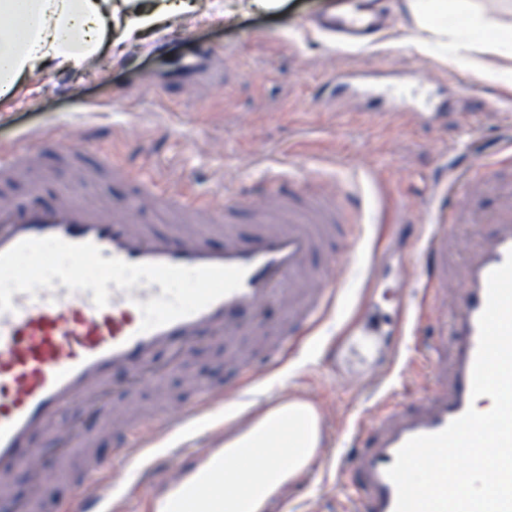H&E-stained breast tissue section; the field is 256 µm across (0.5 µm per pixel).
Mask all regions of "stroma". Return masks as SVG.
<instances>
[{"label": "stroma", "mask_w": 512, "mask_h": 512, "mask_svg": "<svg viewBox=\"0 0 512 512\" xmlns=\"http://www.w3.org/2000/svg\"><path fill=\"white\" fill-rule=\"evenodd\" d=\"M196 2L197 10L172 17L147 41L104 51L80 72L64 65L35 71L0 100V144L32 151L48 173L36 185L0 183V200L50 207L67 197L74 178L63 163L64 148L84 167H96L104 156L119 169L96 191L79 194L80 202L126 207L137 223L157 229L179 218L141 203L137 175L172 195L193 191L219 216L226 196L270 176L272 158L285 162L297 180L337 178L358 193L365 224L350 288L320 324L299 335L282 363L257 366L246 395L224 408L232 431L261 415L276 390L308 403L329 453L285 483L267 512H283L287 502L300 512H343L346 488L337 456L353 454L350 433L368 410L409 407L430 388L434 338L410 337L400 351L386 343L382 365L352 357L333 368L325 362L327 350L368 286L378 241L389 239L387 261L397 271L411 246L401 227L427 229L425 198L449 162L480 167L512 140V83L487 80L453 55L420 52L422 31L406 0H386L394 25L363 49L337 48L309 25L326 0H285L268 13L252 9L249 0ZM228 10L233 20H225ZM203 50L222 53L227 80L161 82L180 60ZM379 68L392 81L424 84L447 101V115L427 124L407 108L390 111L383 100L337 105L330 83L336 72ZM228 217L241 235L251 233L249 212ZM234 372L223 344H203L160 387L141 388L137 408L120 401L112 408L124 416L134 410L159 416L192 402L199 387L232 381Z\"/></svg>", "instance_id": "1"}]
</instances>
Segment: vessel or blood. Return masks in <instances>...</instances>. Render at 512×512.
I'll list each match as a JSON object with an SVG mask.
<instances>
[{"label":"vessel or blood","mask_w":512,"mask_h":512,"mask_svg":"<svg viewBox=\"0 0 512 512\" xmlns=\"http://www.w3.org/2000/svg\"><path fill=\"white\" fill-rule=\"evenodd\" d=\"M326 33L346 47L362 46L379 32L381 16L347 7L330 8L317 17ZM337 89L354 98L376 95L379 83L358 71L336 75ZM490 177H479L470 168L453 170L438 185L433 199L432 229L416 245L425 257L419 278L423 296L415 311H408L407 273L399 271L391 294L398 300L394 315L382 312L368 300L356 317L344 322L331 347L336 357L354 353L372 356L375 340L385 330L408 336L421 314L436 312L454 303L450 321H437L439 351L451 354L450 367L435 363L436 385L414 407L380 408L366 428V438L349 466L354 477V512H395L397 490L387 477L399 448L411 437L435 434L462 416L472 403V371L479 341V317L487 302V278L512 252V144L490 158ZM466 180L496 198L493 210L483 216L490 231L476 245H461L456 225L473 221L474 212L452 203L458 181ZM145 196L160 210L197 212L186 194L169 196L154 182L142 184ZM236 210L257 213L260 222L248 239H241L233 225L224 227L223 246H214V225L177 224L164 232L136 224L117 205H85L70 199L50 208L17 209L0 203V253L26 239L57 237L73 244L96 245L103 258H119L131 264H169L184 267L235 266L244 268L242 285L204 309L165 325L141 328L139 303L161 296L160 285H136L127 290L111 288L109 302L96 307L92 290L70 291L58 284L35 294L14 293L13 311L0 312V500L12 501V512H33L30 501H13L11 481L19 472L31 474L36 485L52 475L65 474L69 459L88 447L83 431L56 432L54 418L75 404L112 413V396L134 399L143 385H159L166 370L156 367L159 352L171 355V367L198 345L221 341L233 345L243 336H263L269 331L264 311L278 306L282 320L277 339L262 350L263 357L279 360L293 336L317 325L335 305L345 281L321 273L315 256L325 253L336 239H351L361 223L363 207L357 193L325 184L300 187L277 174L261 193L240 190L232 197ZM465 251L458 270L448 268V258ZM456 290H449V283ZM123 372L126 383L114 386L111 376ZM243 381L228 384L226 391L201 389L192 405L163 424L123 423L113 426L112 444L126 459L130 481L126 486L104 484L98 479L105 463L88 461L70 512H123L120 498L148 487L155 503L174 490L168 478L170 449L159 447L161 437L174 429L191 427L198 419L221 407L225 392L243 390ZM42 434L53 446V455L31 447Z\"/></svg>","instance_id":"b4317fda"}]
</instances>
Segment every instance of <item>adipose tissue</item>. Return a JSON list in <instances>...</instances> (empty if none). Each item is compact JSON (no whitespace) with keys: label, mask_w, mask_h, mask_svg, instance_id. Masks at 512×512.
Instances as JSON below:
<instances>
[{"label":"adipose tissue","mask_w":512,"mask_h":512,"mask_svg":"<svg viewBox=\"0 0 512 512\" xmlns=\"http://www.w3.org/2000/svg\"><path fill=\"white\" fill-rule=\"evenodd\" d=\"M175 0H143L127 10L112 0H0V98H9L28 74L58 62L84 69L105 44L120 46L163 24ZM425 33L422 49L453 48L484 78L496 79L474 53L476 33L488 51L512 48V27L476 8L472 0H409ZM320 446L318 418L308 405L271 406L248 427L224 438L220 450L169 500L167 512H265L282 484L304 470Z\"/></svg>","instance_id":"adipose-tissue-1"}]
</instances>
